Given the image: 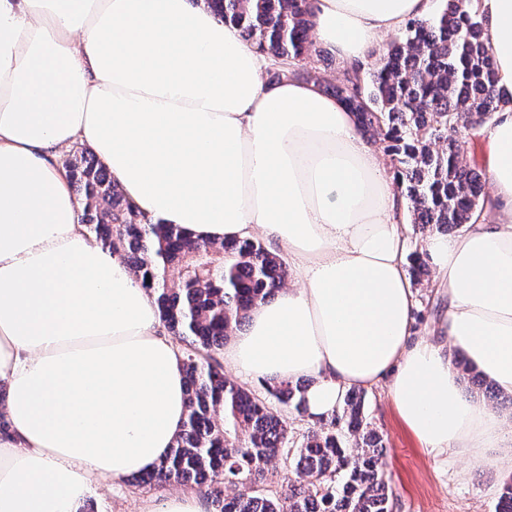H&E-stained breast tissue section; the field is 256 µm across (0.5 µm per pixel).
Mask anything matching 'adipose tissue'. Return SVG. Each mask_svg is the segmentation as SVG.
Returning a JSON list of instances; mask_svg holds the SVG:
<instances>
[{
  "label": "adipose tissue",
  "instance_id": "adipose-tissue-1",
  "mask_svg": "<svg viewBox=\"0 0 512 512\" xmlns=\"http://www.w3.org/2000/svg\"><path fill=\"white\" fill-rule=\"evenodd\" d=\"M503 95L492 192L421 252L447 307L418 335L409 224L352 113L200 0H0V512H76L94 479L153 470L186 411L181 349L118 255L90 243L60 149L88 145L122 195L196 240L285 248L290 287L224 348L243 381L308 380L310 418L387 385L440 464L512 466V419L456 361L512 394V0H482ZM433 0H314L319 44L363 63Z\"/></svg>",
  "mask_w": 512,
  "mask_h": 512
}]
</instances>
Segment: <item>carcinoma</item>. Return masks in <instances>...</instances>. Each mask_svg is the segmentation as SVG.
Instances as JSON below:
<instances>
[{
    "label": "carcinoma",
    "instance_id": "carcinoma-1",
    "mask_svg": "<svg viewBox=\"0 0 512 512\" xmlns=\"http://www.w3.org/2000/svg\"><path fill=\"white\" fill-rule=\"evenodd\" d=\"M221 21L274 61V78L314 79L321 51L310 39L311 0H204ZM425 20L406 21L372 54L378 66L343 68L322 90L352 112L357 129L384 145L414 233L456 232L484 202L487 175L465 161L464 132L492 122L500 100L482 0H440ZM89 240L120 253L184 343L186 421L173 447L141 483L208 484L214 512H392L381 435L359 391L339 411L294 435L287 415L307 416L303 382L224 378L217 355L251 309L282 289V259L259 240L198 242L153 221L119 191L86 147L64 163ZM492 402L494 386L462 367ZM295 479L273 470L275 461ZM233 489L226 494L224 490ZM495 512H512V480Z\"/></svg>",
    "mask_w": 512,
    "mask_h": 512
}]
</instances>
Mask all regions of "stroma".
Returning <instances> with one entry per match:
<instances>
[{
	"instance_id": "1",
	"label": "stroma",
	"mask_w": 512,
	"mask_h": 512,
	"mask_svg": "<svg viewBox=\"0 0 512 512\" xmlns=\"http://www.w3.org/2000/svg\"><path fill=\"white\" fill-rule=\"evenodd\" d=\"M366 418L383 434L388 448L387 476L393 512H494L496 490L511 476L463 462L441 466L428 455L403 423L385 389L366 391ZM466 478H459L460 469ZM171 484L140 485L134 479L98 480L89 497L96 512H143L152 499L171 492Z\"/></svg>"
}]
</instances>
